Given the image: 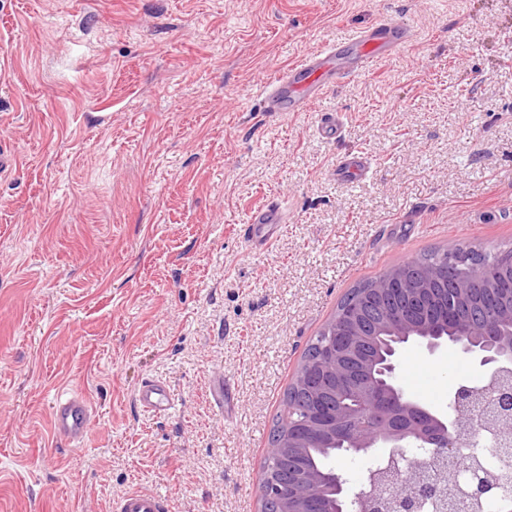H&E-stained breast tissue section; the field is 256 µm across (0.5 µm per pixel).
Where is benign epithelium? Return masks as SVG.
<instances>
[{
  "instance_id": "1",
  "label": "benign epithelium",
  "mask_w": 512,
  "mask_h": 512,
  "mask_svg": "<svg viewBox=\"0 0 512 512\" xmlns=\"http://www.w3.org/2000/svg\"><path fill=\"white\" fill-rule=\"evenodd\" d=\"M441 275L440 267L418 272L391 268L366 289L322 347L323 358L328 360L326 373L319 380L304 373L298 380V388L312 396L314 421L306 430L288 432L277 447L269 449V455L282 463L311 448H346L347 458L372 448L385 449L387 464L370 472L368 483L356 494L358 508H345L351 492L339 464L329 473L292 471L286 479L270 472L262 480L260 502L275 501L278 512H311L322 493L330 512H388L390 506L373 494V485L391 479L404 488L395 499L396 512H418L425 494L439 506V512H450L457 498L482 495L489 478L478 470L452 493L439 485L437 473L458 448L473 443L476 415L482 418L495 447L512 446V292L503 289L501 305L483 319L477 314L473 295L477 289H494L495 280H459L454 285V311L434 324L420 317V312L433 299ZM450 339L471 361L491 372L483 385L458 389L456 411L451 416L411 397L398 378L407 346L419 345L432 356ZM358 376L372 382L367 395L378 403L383 417V422L370 430L348 424L367 406L323 409L318 398V394ZM412 443L419 448L432 445L438 454L431 460L415 459L402 469L399 449Z\"/></svg>"
}]
</instances>
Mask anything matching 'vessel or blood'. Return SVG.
<instances>
[{
	"label": "vessel or blood",
	"instance_id": "obj_1",
	"mask_svg": "<svg viewBox=\"0 0 512 512\" xmlns=\"http://www.w3.org/2000/svg\"><path fill=\"white\" fill-rule=\"evenodd\" d=\"M410 39V31L395 22H381L344 42H332L297 64L289 66L266 86L265 102L271 112H306L318 104L325 85L367 71L373 60L388 56ZM370 169L367 156L359 151L342 155L336 162V174L346 179L363 177ZM284 215L276 205L251 210L245 235L252 248L268 249ZM140 405L157 413L170 408L166 385L159 381L143 382L136 393ZM92 407L82 393L66 391L54 401L50 414L53 435L67 444L84 441L89 432ZM113 512H165L164 499L153 492L126 491L112 503Z\"/></svg>",
	"mask_w": 512,
	"mask_h": 512
}]
</instances>
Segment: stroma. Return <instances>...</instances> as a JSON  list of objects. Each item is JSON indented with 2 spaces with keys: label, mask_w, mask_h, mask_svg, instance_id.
I'll list each match as a JSON object with an SVG mask.
<instances>
[{
  "label": "stroma",
  "mask_w": 512,
  "mask_h": 512,
  "mask_svg": "<svg viewBox=\"0 0 512 512\" xmlns=\"http://www.w3.org/2000/svg\"><path fill=\"white\" fill-rule=\"evenodd\" d=\"M383 20L411 42L316 111H266L289 65ZM352 150L370 172L337 180ZM271 201L259 253L243 227ZM510 246L512 0H0V512H110L133 488L259 512L284 393L349 289ZM481 373L403 356L443 411ZM148 379L166 414L137 401ZM66 388L95 405L77 446L50 429ZM280 224L285 218L279 207L266 205L250 211L248 224H245V236L256 251H264L276 237ZM136 398L140 405L157 413H165L170 408V397L166 385L160 381L148 380L137 389Z\"/></svg>",
  "instance_id": "35a3bbf8"
}]
</instances>
